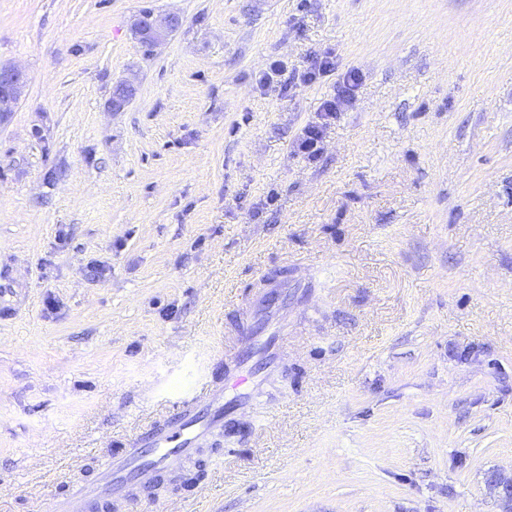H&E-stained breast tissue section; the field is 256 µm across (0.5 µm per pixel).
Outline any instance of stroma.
I'll return each mask as SVG.
<instances>
[{"label": "stroma", "instance_id": "1", "mask_svg": "<svg viewBox=\"0 0 512 512\" xmlns=\"http://www.w3.org/2000/svg\"><path fill=\"white\" fill-rule=\"evenodd\" d=\"M145 10L182 19L149 53ZM0 64V512L93 481L260 318L263 403L111 512H500L512 0H0ZM27 86L25 73L14 67H0V120L18 103Z\"/></svg>", "mask_w": 512, "mask_h": 512}]
</instances>
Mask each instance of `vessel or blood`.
<instances>
[{
	"label": "vessel or blood",
	"mask_w": 512,
	"mask_h": 512,
	"mask_svg": "<svg viewBox=\"0 0 512 512\" xmlns=\"http://www.w3.org/2000/svg\"><path fill=\"white\" fill-rule=\"evenodd\" d=\"M225 389L218 384L182 401L177 418L152 429L138 445L104 463L97 482L47 499L41 512H94L101 499L123 496L133 485L150 483L159 473L176 470L220 429Z\"/></svg>",
	"instance_id": "b4317fda"
}]
</instances>
